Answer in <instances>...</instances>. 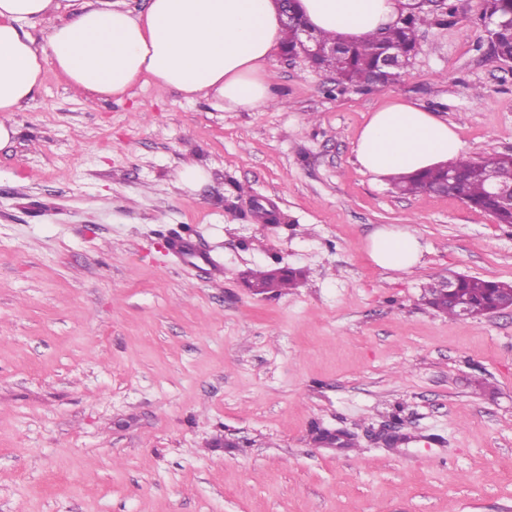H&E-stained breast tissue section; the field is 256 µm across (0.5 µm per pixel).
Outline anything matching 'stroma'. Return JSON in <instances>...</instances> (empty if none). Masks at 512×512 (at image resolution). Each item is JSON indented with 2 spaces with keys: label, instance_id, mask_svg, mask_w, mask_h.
Returning a JSON list of instances; mask_svg holds the SVG:
<instances>
[{
  "label": "stroma",
  "instance_id": "obj_1",
  "mask_svg": "<svg viewBox=\"0 0 512 512\" xmlns=\"http://www.w3.org/2000/svg\"><path fill=\"white\" fill-rule=\"evenodd\" d=\"M451 3L380 91L275 51L258 110L152 82L90 105L48 67L0 117V512H512V310L422 299L512 283V228L356 159L391 99L512 154V63L484 0ZM403 227L421 263L384 271L370 237ZM294 280L293 272L280 270L272 274L271 270H258L253 273L250 286L257 284L263 288H290ZM433 289L438 298L447 300L448 303L454 304L456 309L448 305V308L442 307L438 310L454 318H468L471 317V312L474 316L487 315V304H493L501 309L490 313L494 314L500 310L508 309L512 304V285L505 284L498 281L484 280L475 277L464 275L461 281V290L464 297L468 298L469 305L463 301L458 294V285L454 277H448L437 284ZM511 308V307H509Z\"/></svg>",
  "mask_w": 512,
  "mask_h": 512
}]
</instances>
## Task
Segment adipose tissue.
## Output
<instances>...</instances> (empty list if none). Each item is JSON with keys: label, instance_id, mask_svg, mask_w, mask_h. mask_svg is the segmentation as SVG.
I'll return each instance as SVG.
<instances>
[{"label": "adipose tissue", "instance_id": "ef3b65f1", "mask_svg": "<svg viewBox=\"0 0 512 512\" xmlns=\"http://www.w3.org/2000/svg\"><path fill=\"white\" fill-rule=\"evenodd\" d=\"M308 25L357 42L395 26L406 0H298ZM57 0H0V112L33 100L44 65H52L87 99H123L142 77L185 99L210 97L227 110H253L273 94L265 63L283 37L274 0H151L132 13L125 0H73V16L54 25L35 47L23 25L58 10ZM454 126L406 100L373 112L356 149L367 173L383 178L456 160ZM374 262L408 272L421 259L408 229H381L371 238Z\"/></svg>", "mask_w": 512, "mask_h": 512}]
</instances>
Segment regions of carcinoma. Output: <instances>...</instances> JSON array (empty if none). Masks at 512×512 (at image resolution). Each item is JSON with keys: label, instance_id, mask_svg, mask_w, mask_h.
<instances>
[{"label": "carcinoma", "instance_id": "obj_1", "mask_svg": "<svg viewBox=\"0 0 512 512\" xmlns=\"http://www.w3.org/2000/svg\"><path fill=\"white\" fill-rule=\"evenodd\" d=\"M489 16L497 19L492 31L494 52L502 58L512 57V0H490L486 7ZM454 15L453 6L440 17L424 12L411 11L401 22L387 33H378L359 42H344L332 35L321 33L322 41L336 45V54H325L314 58V67L338 76V83L353 87L378 90L387 82L398 80L403 69L390 71L385 75L378 68L382 47L386 43L397 45L407 58L418 50V32L432 22L438 25L448 23ZM455 178L448 183V195L458 198L469 207L492 213L499 224L512 225V209L500 206L486 191L485 175L489 171L497 174L505 183H512V154H497L488 157L471 158L462 156L451 163ZM445 170L441 167L418 172L411 176L398 177L397 187L403 194L418 195L429 193L443 183ZM294 280L293 272L281 270L276 274L269 270L253 273L250 284L263 288H288ZM463 296L468 298L474 315L487 314V304L501 309L512 305V285L498 281L466 276L461 281Z\"/></svg>", "mask_w": 512, "mask_h": 512}]
</instances>
